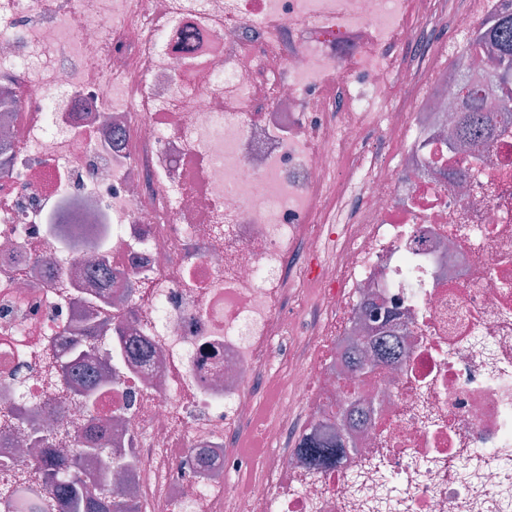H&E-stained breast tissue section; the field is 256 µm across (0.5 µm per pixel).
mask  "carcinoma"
I'll list each match as a JSON object with an SVG mask.
<instances>
[{"mask_svg": "<svg viewBox=\"0 0 512 512\" xmlns=\"http://www.w3.org/2000/svg\"><path fill=\"white\" fill-rule=\"evenodd\" d=\"M504 3L506 6L482 22L471 41L460 50L463 54L471 46L486 49L493 72L480 88L461 81L457 95L466 116L453 128L455 144L470 145L487 139L494 121L492 106L506 109L512 105V0ZM114 319L112 310L104 311L99 338L79 347L61 364L60 382L75 385L76 400L88 410L94 406L96 390L101 387V374L95 372L97 352L107 342L104 332ZM375 357L395 362L400 354L393 342L382 340L376 345ZM342 448V438L338 436L332 446L311 441L303 443L300 451L313 465L321 467L335 464ZM90 459L112 461V445L107 436L101 434L86 447L76 449L66 464L49 462L36 468L42 496L35 512H137L134 505L122 499L104 496L103 487L109 482L110 472L106 468L88 467Z\"/></svg>", "mask_w": 512, "mask_h": 512, "instance_id": "1", "label": "carcinoma"}]
</instances>
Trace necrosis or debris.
Here are the masks:
<instances>
[{"mask_svg": "<svg viewBox=\"0 0 512 512\" xmlns=\"http://www.w3.org/2000/svg\"><path fill=\"white\" fill-rule=\"evenodd\" d=\"M456 5L0 0V462L94 413L140 512H512V110L450 149L483 54L392 57ZM103 300L90 413L49 373ZM379 337L398 362L358 370ZM18 408L65 435L25 444ZM340 433L333 467L299 452Z\"/></svg>", "mask_w": 512, "mask_h": 512, "instance_id": "1", "label": "necrosis or debris"}]
</instances>
